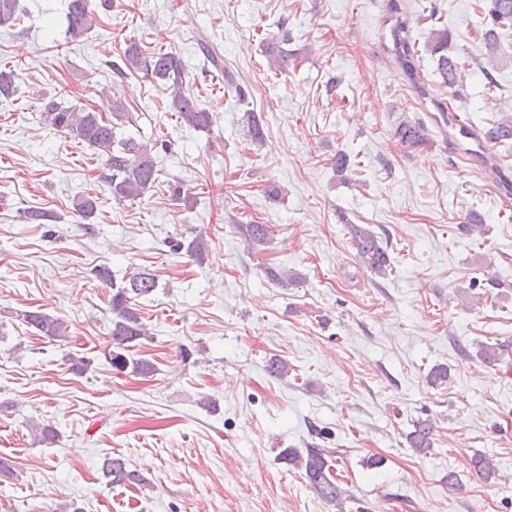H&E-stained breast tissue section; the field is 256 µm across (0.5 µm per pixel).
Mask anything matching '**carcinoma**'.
<instances>
[{"label": "carcinoma", "mask_w": 512, "mask_h": 512, "mask_svg": "<svg viewBox=\"0 0 512 512\" xmlns=\"http://www.w3.org/2000/svg\"><path fill=\"white\" fill-rule=\"evenodd\" d=\"M112 8V0H67L66 29L67 42H78L95 27L98 11ZM483 9L486 29L483 33L485 55L493 60L499 51L500 31L512 30V0H484ZM392 18L390 30L393 51L405 75L418 83V49L411 43L408 35V22L404 0H389ZM18 20V0H0V27L9 28ZM426 50L437 58L444 86L448 87V98L456 96L459 76L463 75L465 64L451 55L448 30L434 31L427 43ZM207 62L225 83V90L240 100L245 93L233 78L224 72V61L215 49L206 50ZM121 63L112 64L113 73L123 78L133 72H142L165 83L168 91L170 111L176 113L180 122L195 131H209L213 125V116L201 109L197 100L184 88V75L181 64L171 51L160 49L146 50L136 41L126 44L120 55ZM18 74L13 70L0 68V98L9 99L16 91ZM41 116L53 129L72 138L79 144L97 153L105 166L104 181L109 193L116 201H135L147 195L159 180V169L153 147L140 138L123 131L127 124L133 123L132 113L121 102L112 104L111 115L98 112L87 106L72 104L63 106L49 101L40 109ZM459 134L481 143V147L490 149L505 140H512V118L500 119L483 130H474L466 125L459 126ZM401 143L414 146L422 141L419 124L404 123L397 129ZM99 197L79 195L74 199L76 215L83 220L91 218L98 209ZM236 231L248 245L257 248L269 243V231L266 224H237ZM352 245L360 265L377 277L388 275L391 261L383 241L371 229L358 224L350 225ZM91 273L99 284L112 290L109 300L111 327L109 350L104 352L106 361L114 371L133 376L150 377L157 372L156 364L143 356L133 353L141 340L149 337L146 324L139 314L138 300L146 299L158 288L155 274L144 268L116 283L112 278V269L106 264L95 266ZM266 277L281 288L295 286L300 277L295 272H286L264 267ZM18 317L33 329V332L55 342L69 338V324L60 314L42 309L25 310ZM64 364L67 371L84 376L93 365V359L67 354ZM30 431L37 445L51 447L59 442L60 433L56 427L44 422H31ZM412 448L424 451L434 444V427L428 420L413 422V430L408 433ZM280 458L289 467L302 472L309 488L316 497L327 503H335L344 495V491L332 474L331 464L324 449L310 444L305 448H285ZM470 463L483 478L490 479L497 474L493 460L478 454ZM102 472L107 483L112 486L127 484H145L146 479L136 470L128 468L121 455L107 456L102 462Z\"/></svg>", "instance_id": "obj_1"}]
</instances>
